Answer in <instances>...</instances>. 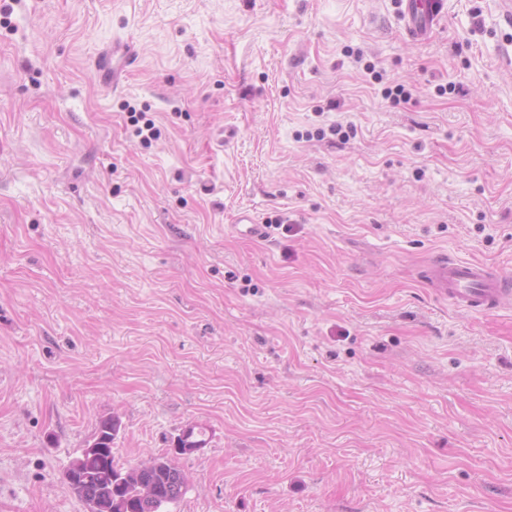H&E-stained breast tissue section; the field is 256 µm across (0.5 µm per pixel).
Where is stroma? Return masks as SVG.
Instances as JSON below:
<instances>
[{
  "label": "stroma",
  "mask_w": 512,
  "mask_h": 512,
  "mask_svg": "<svg viewBox=\"0 0 512 512\" xmlns=\"http://www.w3.org/2000/svg\"><path fill=\"white\" fill-rule=\"evenodd\" d=\"M509 53L500 0H0V512H87L104 417L201 432L166 512H512V306L422 278L512 274ZM401 15L408 36L416 42L426 40L443 17L444 0H400ZM134 46L125 40L116 39L112 45L98 53L93 70L96 80L103 86L118 89L127 70L137 60ZM433 293L462 310L487 313L510 306L512 277L478 261L460 262L445 257L424 271Z\"/></svg>",
  "instance_id": "1"
}]
</instances>
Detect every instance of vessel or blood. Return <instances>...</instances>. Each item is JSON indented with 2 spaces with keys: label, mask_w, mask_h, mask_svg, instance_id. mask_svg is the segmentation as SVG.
Instances as JSON below:
<instances>
[{
  "label": "vessel or blood",
  "mask_w": 512,
  "mask_h": 512,
  "mask_svg": "<svg viewBox=\"0 0 512 512\" xmlns=\"http://www.w3.org/2000/svg\"><path fill=\"white\" fill-rule=\"evenodd\" d=\"M401 6L405 30L416 42L430 36L445 10L444 0H401ZM136 60L137 53L130 42L113 40L94 60L95 78L101 85L119 88ZM424 277L436 296L469 312H493L512 304V277L478 261L442 257L429 264Z\"/></svg>",
  "instance_id": "vessel-or-blood-1"
}]
</instances>
